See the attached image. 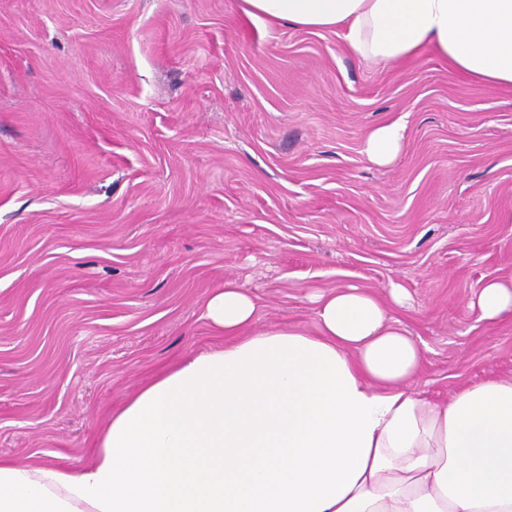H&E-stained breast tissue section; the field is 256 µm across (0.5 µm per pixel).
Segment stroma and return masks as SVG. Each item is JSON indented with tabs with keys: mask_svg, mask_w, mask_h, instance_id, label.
I'll return each mask as SVG.
<instances>
[{
	"mask_svg": "<svg viewBox=\"0 0 512 512\" xmlns=\"http://www.w3.org/2000/svg\"><path fill=\"white\" fill-rule=\"evenodd\" d=\"M511 274L512 88L239 0H0L1 458L85 465L112 411L223 344L228 279L256 327L310 330L314 289L399 284L416 390L512 376V315L467 305ZM404 125L391 123L371 130L365 141L364 152L368 159L377 165L389 164L400 151Z\"/></svg>",
	"mask_w": 512,
	"mask_h": 512,
	"instance_id": "stroma-1",
	"label": "stroma"
}]
</instances>
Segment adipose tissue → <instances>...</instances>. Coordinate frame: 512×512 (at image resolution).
<instances>
[{"label":"adipose tissue","instance_id":"1","mask_svg":"<svg viewBox=\"0 0 512 512\" xmlns=\"http://www.w3.org/2000/svg\"><path fill=\"white\" fill-rule=\"evenodd\" d=\"M241 3L271 24L342 30L377 64L431 49L477 85L512 87V0ZM403 132L371 130L368 159L389 164ZM310 300L314 331H257L255 297L225 281L204 305L223 346L126 400L90 464L0 459V512H512V377L424 396L422 350L391 314L403 288ZM468 306L488 321L512 313V277Z\"/></svg>","mask_w":512,"mask_h":512}]
</instances>
